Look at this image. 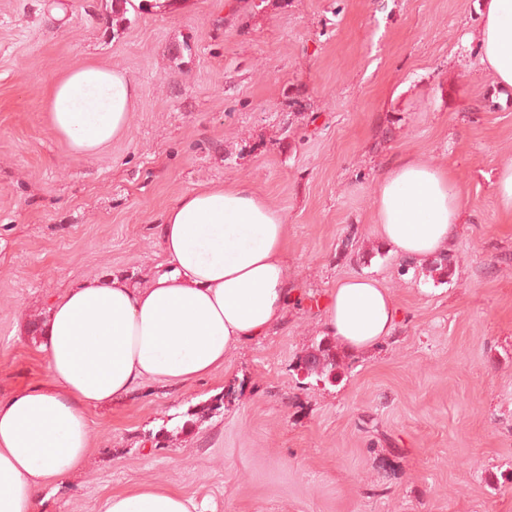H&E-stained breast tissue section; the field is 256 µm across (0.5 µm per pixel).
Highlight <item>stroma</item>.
I'll use <instances>...</instances> for the list:
<instances>
[{
	"label": "stroma",
	"instance_id": "1",
	"mask_svg": "<svg viewBox=\"0 0 512 512\" xmlns=\"http://www.w3.org/2000/svg\"><path fill=\"white\" fill-rule=\"evenodd\" d=\"M481 0H0V399L44 376L50 300L109 274L146 285L182 194L248 183L288 218L296 297L210 377L90 409L92 448L42 512H99L141 482L207 512H512V94L469 36ZM96 62L138 86L94 157L52 129L54 81ZM411 156L462 201L451 277L376 231V183ZM402 318L333 383L298 374L339 279ZM494 190L501 211L512 216V161L505 162L500 168Z\"/></svg>",
	"mask_w": 512,
	"mask_h": 512
}]
</instances>
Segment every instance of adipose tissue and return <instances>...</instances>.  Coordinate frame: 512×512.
<instances>
[{"instance_id": "obj_1", "label": "adipose tissue", "mask_w": 512, "mask_h": 512, "mask_svg": "<svg viewBox=\"0 0 512 512\" xmlns=\"http://www.w3.org/2000/svg\"><path fill=\"white\" fill-rule=\"evenodd\" d=\"M473 38L499 87L512 88V0H483ZM138 96L124 72L93 62L59 78L49 121L77 154L91 157L122 133ZM380 237L402 259L430 260L456 236L461 196L452 175L417 159L396 163L374 201ZM166 269L147 286L109 275L51 299L40 349L42 381L0 401V512H41L45 486L64 482L91 447L90 408L155 381L187 384L223 368L243 344L266 335L292 298L287 218L246 183L205 185L163 214ZM322 325L346 351L392 334L400 312L378 280L337 282ZM100 512H198L155 482L107 496Z\"/></svg>"}]
</instances>
